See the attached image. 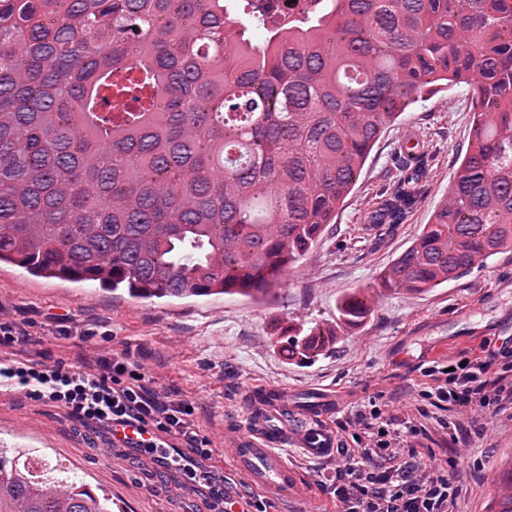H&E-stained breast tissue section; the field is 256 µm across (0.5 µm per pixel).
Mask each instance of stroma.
<instances>
[{
  "label": "stroma",
  "mask_w": 512,
  "mask_h": 512,
  "mask_svg": "<svg viewBox=\"0 0 512 512\" xmlns=\"http://www.w3.org/2000/svg\"><path fill=\"white\" fill-rule=\"evenodd\" d=\"M410 130L426 164L421 192L403 224L373 230L372 214L404 174L397 148ZM472 137L466 84L419 100L374 145L319 242L263 297L136 300L91 282L33 278L2 264L0 323L24 327L32 337L29 354L48 364L128 351L158 389L192 399L213 464L234 477L224 424L243 418L250 389L342 394L326 421L332 428L380 394L394 408L408 405L424 381L423 368L433 362L481 353L486 344L512 353V249L428 292L377 286L379 274L432 222ZM367 291L373 297L370 315L340 333L327 354L299 364L276 345L283 327L335 325L338 302ZM462 311L468 318L460 322ZM478 421L485 432L472 438L460 459L466 488L460 512H488L498 494L493 471L512 452V410L483 413ZM92 436L61 409L0 391V446L40 450L51 464L43 479H81L130 512H184L193 495L181 487L179 475H158L129 450L90 447Z\"/></svg>",
  "instance_id": "35a3bbf8"
}]
</instances>
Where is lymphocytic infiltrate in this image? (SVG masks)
<instances>
[{"label": "lymphocytic infiltrate", "mask_w": 512, "mask_h": 512, "mask_svg": "<svg viewBox=\"0 0 512 512\" xmlns=\"http://www.w3.org/2000/svg\"><path fill=\"white\" fill-rule=\"evenodd\" d=\"M424 376L413 415L400 416L372 400L339 423L349 444L340 448L331 478L318 483L336 512H458V459L437 458L425 446L423 419L432 408L505 410L512 405V365L488 350L450 372L441 364L427 367ZM0 390L22 392L31 402L105 429L110 445L130 446L155 467L178 472L211 512H224V475L210 464L212 450L195 426L193 401L158 391L128 353L100 357L92 366L48 364L28 355L0 360Z\"/></svg>", "instance_id": "1"}]
</instances>
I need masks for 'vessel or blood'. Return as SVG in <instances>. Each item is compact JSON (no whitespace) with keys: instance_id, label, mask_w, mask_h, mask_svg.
Wrapping results in <instances>:
<instances>
[{"instance_id":"b4317fda","label":"vessel or blood","mask_w":512,"mask_h":512,"mask_svg":"<svg viewBox=\"0 0 512 512\" xmlns=\"http://www.w3.org/2000/svg\"><path fill=\"white\" fill-rule=\"evenodd\" d=\"M338 400L317 392L298 400L274 386L252 390L246 402L245 421L224 428V447L240 477L280 507L300 497L307 478L282 456L285 447L299 449L311 459L335 456L340 443L326 420Z\"/></svg>"}]
</instances>
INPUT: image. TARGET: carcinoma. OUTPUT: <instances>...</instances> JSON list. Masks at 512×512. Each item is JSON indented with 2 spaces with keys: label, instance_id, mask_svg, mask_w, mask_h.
I'll list each match as a JSON object with an SVG mask.
<instances>
[{
  "label": "carcinoma",
  "instance_id": "1",
  "mask_svg": "<svg viewBox=\"0 0 512 512\" xmlns=\"http://www.w3.org/2000/svg\"><path fill=\"white\" fill-rule=\"evenodd\" d=\"M0 0V264L135 299L263 295L319 240L385 129L469 86L475 142L384 270L421 293L512 248V0ZM266 31L260 44L247 24ZM420 175L372 216L400 224ZM278 343L325 354L370 301ZM0 448V512H115ZM271 10L278 18H293L302 14L314 0H268Z\"/></svg>",
  "mask_w": 512,
  "mask_h": 512
}]
</instances>
